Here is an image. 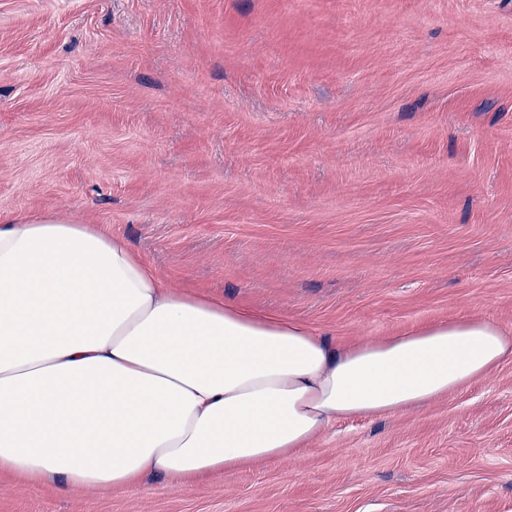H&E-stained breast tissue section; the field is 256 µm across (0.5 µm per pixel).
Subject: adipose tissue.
Segmentation results:
<instances>
[{"label": "adipose tissue", "mask_w": 512, "mask_h": 512, "mask_svg": "<svg viewBox=\"0 0 512 512\" xmlns=\"http://www.w3.org/2000/svg\"><path fill=\"white\" fill-rule=\"evenodd\" d=\"M509 357L512 328L479 316L335 344L172 287L96 225L0 213V472L29 482L229 478L336 421L423 408Z\"/></svg>", "instance_id": "ef3b65f1"}]
</instances>
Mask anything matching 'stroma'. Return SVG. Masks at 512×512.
<instances>
[{"label": "stroma", "instance_id": "35a3bbf8", "mask_svg": "<svg viewBox=\"0 0 512 512\" xmlns=\"http://www.w3.org/2000/svg\"><path fill=\"white\" fill-rule=\"evenodd\" d=\"M0 212L339 344L512 327V0H0ZM0 512H512V359L230 478L0 473Z\"/></svg>", "mask_w": 512, "mask_h": 512}]
</instances>
